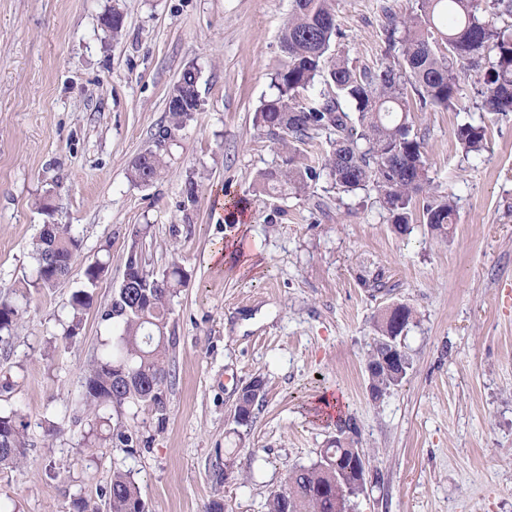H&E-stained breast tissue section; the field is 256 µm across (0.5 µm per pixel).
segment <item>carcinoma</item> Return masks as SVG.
<instances>
[{
    "label": "carcinoma",
    "instance_id": "cac0c4a2",
    "mask_svg": "<svg viewBox=\"0 0 512 512\" xmlns=\"http://www.w3.org/2000/svg\"><path fill=\"white\" fill-rule=\"evenodd\" d=\"M494 17L484 15L481 0H414L399 17L382 7L383 60L375 67L357 68L341 57L330 59L339 35L334 0H291V12L281 31L285 64L272 78L276 93L257 112L259 125L272 137L280 163L260 174L262 190L280 195H304L320 176L299 145L325 139L329 151L321 161L336 189L345 194L372 190L396 231L405 234L417 212L431 233L448 237L455 224L451 195L431 193L429 167L420 137L409 119L413 107L445 109L474 105L490 116L512 112V0H493ZM475 74L473 95L464 93L456 65ZM198 72L183 70L169 92L166 125L151 148L132 163L129 178L136 184L157 180L166 167L170 142L198 110ZM310 91L312 96L302 99ZM350 103L355 115L343 108ZM456 138L467 152L481 151L486 126L464 124ZM145 226L135 232L125 256L124 276L112 302L100 317L112 325V345L89 365L83 381L82 403L89 431L85 444L113 448L147 445L124 427L119 416L141 409L161 423L166 419V391L171 369L167 334L170 305L184 285L186 273L175 261L157 272L147 268L142 241ZM81 247L68 224H45L33 251V274L22 280L16 298H0V341L10 336L24 308L18 298L31 290L55 287L67 276ZM102 262L85 270L83 286L69 301L70 322L64 339L73 340L93 305ZM376 336L366 364L384 353L385 314L375 319ZM399 369L377 368L368 386L386 394L401 386ZM259 394L244 388L234 416L252 419ZM112 409V418L100 415ZM339 435L319 452L310 466L291 471L288 487L270 493L267 512H348L352 499L364 492L362 472L352 448L357 434L352 418L337 416ZM28 423L14 410L0 409V468L20 465L27 448ZM108 512H146L137 481L129 471L115 469L106 491Z\"/></svg>",
    "mask_w": 512,
    "mask_h": 512
}]
</instances>
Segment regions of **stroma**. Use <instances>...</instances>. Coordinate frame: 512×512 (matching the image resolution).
Returning a JSON list of instances; mask_svg holds the SVG:
<instances>
[{
    "label": "stroma",
    "mask_w": 512,
    "mask_h": 512,
    "mask_svg": "<svg viewBox=\"0 0 512 512\" xmlns=\"http://www.w3.org/2000/svg\"><path fill=\"white\" fill-rule=\"evenodd\" d=\"M384 4L401 15L412 0H336L335 55L380 62ZM116 5L125 30L115 41L101 19ZM290 10V0H0V296L31 274L43 225H71L81 240L68 277L31 292L0 342V407L28 423L23 467L0 468V512L103 505L116 467L132 471L147 512H206L215 500L224 512H266L269 493L335 439V423L311 413L326 393L369 454L353 512H512V112H412L432 186L457 204L444 241L419 219L397 234L375 193L337 192L325 173L297 198L259 192L278 157L255 114L285 63ZM188 67L200 107L162 177L135 184L128 170ZM465 123L486 126L480 152L457 141ZM191 179L187 218L179 203ZM222 193L249 200L246 229L225 223ZM145 224L152 269L175 259L188 275L168 323L166 421L128 410L125 427L149 447L87 448L84 370L112 340L99 309ZM242 235L261 248L250 271L211 262ZM105 247L94 306L65 342L70 296ZM395 302L416 312L404 339L411 369L375 401L365 354L375 316ZM256 377L264 397L252 423L237 425V394Z\"/></svg>",
    "instance_id": "35a3bbf8"
}]
</instances>
